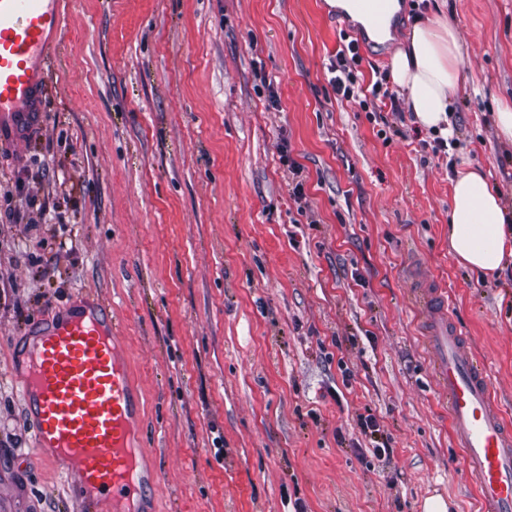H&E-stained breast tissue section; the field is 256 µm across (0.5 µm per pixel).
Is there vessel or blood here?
Instances as JSON below:
<instances>
[{
    "label": "vessel or blood",
    "instance_id": "b4317fda",
    "mask_svg": "<svg viewBox=\"0 0 512 512\" xmlns=\"http://www.w3.org/2000/svg\"><path fill=\"white\" fill-rule=\"evenodd\" d=\"M361 47L382 29L392 0H353ZM65 0H0V146L31 139L44 122L49 44L61 36ZM431 371L448 390V418L482 512H512V421L496 408L487 369L448 317V297L419 288ZM120 325L98 298L76 301L34 333L21 376L35 440L89 492L83 512H128L156 482L131 442L141 406L119 345Z\"/></svg>",
    "mask_w": 512,
    "mask_h": 512
}]
</instances>
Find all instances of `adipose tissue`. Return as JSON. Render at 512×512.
Listing matches in <instances>:
<instances>
[{
  "mask_svg": "<svg viewBox=\"0 0 512 512\" xmlns=\"http://www.w3.org/2000/svg\"><path fill=\"white\" fill-rule=\"evenodd\" d=\"M462 62L458 33L441 19L416 23L389 61L415 122L447 138ZM448 245L461 265L491 277L512 258V220L481 169L460 170L453 181Z\"/></svg>",
  "mask_w": 512,
  "mask_h": 512,
  "instance_id": "adipose-tissue-1",
  "label": "adipose tissue"
}]
</instances>
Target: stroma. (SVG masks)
<instances>
[{"label":"stroma","mask_w":512,"mask_h":512,"mask_svg":"<svg viewBox=\"0 0 512 512\" xmlns=\"http://www.w3.org/2000/svg\"><path fill=\"white\" fill-rule=\"evenodd\" d=\"M398 2L364 86L435 14ZM447 2L463 48L448 155L407 105L337 99L328 68L355 22L332 0H69L43 127L0 148V512H80L15 361L40 318L89 293L122 326L153 512H421L435 493L481 512L410 292L447 291L512 418V266L484 278L448 250L460 163L512 216L495 119L512 0ZM360 427L365 435H370V440L375 442L372 446L373 454L379 460L387 459L390 456V452H392V448H389V442L386 439L385 441H379L378 432H380V428L376 423V420L373 417L367 416L363 419H360Z\"/></svg>","instance_id":"obj_1"}]
</instances>
